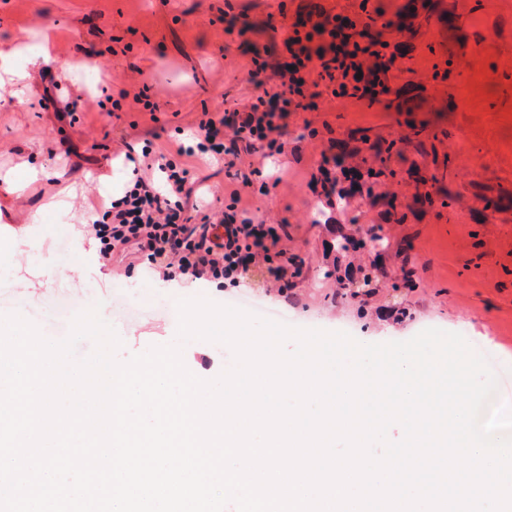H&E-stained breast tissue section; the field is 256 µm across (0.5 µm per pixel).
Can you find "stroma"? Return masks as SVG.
<instances>
[{
    "instance_id": "1",
    "label": "stroma",
    "mask_w": 512,
    "mask_h": 512,
    "mask_svg": "<svg viewBox=\"0 0 512 512\" xmlns=\"http://www.w3.org/2000/svg\"><path fill=\"white\" fill-rule=\"evenodd\" d=\"M281 4L292 14L302 0H0V52L27 75L24 84L0 85V314L27 315L42 335L53 336L59 304L77 311L99 306L123 342L120 356L128 357L175 335L177 299L206 296L233 306L249 296L287 308L290 326L343 331L363 343L405 341L432 326L451 332L466 322L471 341L490 345L512 367V154L497 149L512 138V126L490 120L492 112L512 110V62L500 40L482 42L470 66L493 79L473 89L468 106L449 108L458 85L430 79V47L456 40L444 22L425 30L413 74L399 76L424 85L425 111L332 102L298 113L290 119L297 136L288 152L264 165L265 174L279 176L277 186L243 195L254 215L285 220L288 251L304 261L302 278L287 294L258 277L237 288L205 283L176 292L146 262L129 268L77 250L85 219L130 177L127 146L150 138L171 148L224 103L251 99L253 54L276 64L285 36L258 23ZM34 40L49 62L23 55ZM124 89L130 96L113 111ZM143 89L159 112L134 100ZM423 124L467 146L465 156L452 158L457 200L449 209L422 207L413 180L383 183L396 194L404 222L378 225L369 215L358 222L378 227L387 240L382 260L390 275L366 304L337 298L335 279L322 276L332 266L326 254L333 240L324 230L330 211L308 188L310 173L332 140L357 129L396 141L401 153L390 165L408 170L417 157L412 130ZM475 180L508 191L499 211L477 215ZM45 256L65 269V279L33 277ZM408 269L409 288L400 283Z\"/></svg>"
}]
</instances>
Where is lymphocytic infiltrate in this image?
I'll use <instances>...</instances> for the list:
<instances>
[{
	"mask_svg": "<svg viewBox=\"0 0 512 512\" xmlns=\"http://www.w3.org/2000/svg\"><path fill=\"white\" fill-rule=\"evenodd\" d=\"M410 14V5L399 7L370 44L361 37L367 23L357 0L297 12L283 41L288 58L278 62L275 83L264 79L265 64L255 63L249 71L252 101L201 121L193 143H177L172 152L149 144L126 152L132 177L122 197L102 203V221L91 227L103 253L135 251L165 281L189 285L221 278L236 285L257 271L279 292L295 288L303 263L283 247L278 223L240 208L241 193L253 182L238 164L245 155L283 154L290 116L316 110L319 100L355 105L378 100L381 72L388 66L399 69L410 51L405 24ZM198 155L223 162L225 175L238 184L221 214H208L191 201L204 181L183 160ZM366 169V160L347 145L340 154L323 156L309 186L342 214L366 207L388 221L395 196H365L353 187Z\"/></svg>",
	"mask_w": 512,
	"mask_h": 512,
	"instance_id": "lymphocytic-infiltrate-1",
	"label": "lymphocytic infiltrate"
}]
</instances>
